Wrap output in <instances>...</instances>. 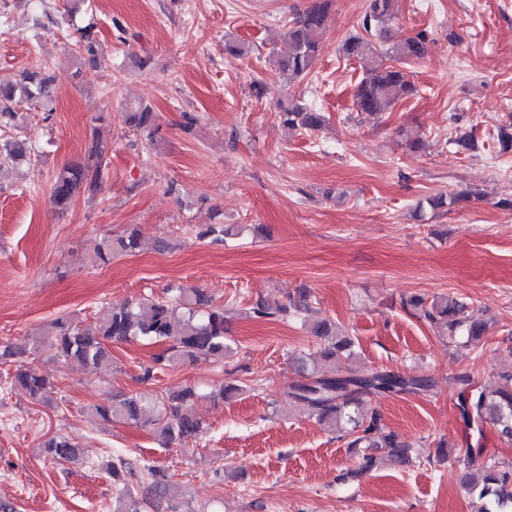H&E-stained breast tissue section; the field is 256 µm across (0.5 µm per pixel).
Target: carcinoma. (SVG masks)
<instances>
[{"label":"carcinoma","instance_id":"1","mask_svg":"<svg viewBox=\"0 0 512 512\" xmlns=\"http://www.w3.org/2000/svg\"><path fill=\"white\" fill-rule=\"evenodd\" d=\"M392 0H367L362 26L366 32L383 30L393 18ZM331 0H312L303 12L286 24L283 37L288 51L275 59L279 71L291 79L306 75L321 53L320 36ZM428 51V38L423 32L392 43L385 47L363 36H352L342 44V52L365 68L366 75L357 84L354 106L357 111L378 116L388 111L398 101L414 95L415 84L409 79L402 64L423 58ZM52 76L45 70L26 69L18 79L0 83V128L21 129V116L15 106L23 101H51ZM282 125L291 132L319 131L324 118L300 100H288L278 104ZM155 114L148 107H139L126 113L125 123L129 128L140 130L154 125ZM456 152L477 149L474 132L458 134L451 140ZM30 149L21 135L0 140V172L4 167L17 166L28 160ZM107 148L99 138L89 139L82 163L67 164L60 168L54 178L52 200L59 207L68 206L77 193L95 195L103 180L109 175ZM481 192L467 191L453 197L440 195L430 200L434 209H441L466 201ZM141 244L139 230L127 228L116 236H103L94 245L95 258L103 264L112 259L136 252ZM175 295L167 301L147 304L124 303L107 307L96 321L81 328L66 317H58L32 336V346H49L57 359L65 364L74 363L83 367H98L111 359L107 342H123L141 339L159 344L162 349L152 356L151 362L141 367L140 379L148 381L161 367L190 363L199 358L224 360L232 347L225 341L224 307L213 303L211 296L197 288H176ZM310 295L299 292V299L282 305L259 299L252 304L251 312L258 318L276 317L288 319L291 313L308 307ZM419 316L430 322L441 321L448 334L461 331L467 341L477 345L487 331L486 323L471 319L466 307L449 296L428 300L414 295L404 303ZM311 333L320 340V349L311 357L312 368L305 382L293 387L288 398L307 404L317 420L329 427L345 422L343 438L350 448H383L388 454L403 458L408 456L410 445L399 440L398 435L387 431L381 415L351 414L358 409L367 394L421 393L431 389L432 382L424 376L394 372H376L369 376L355 373L350 361L353 356L352 338L343 333L335 322L328 318L315 321ZM25 349L9 343H0V367L17 362ZM10 388L21 390L33 400L44 397L47 378L32 365H19L10 377ZM198 398L193 387L169 390L152 402L141 395L122 394L112 397L107 404L90 409L93 417L105 423L121 420L129 425H153L161 440L167 444L176 440L197 437L202 422L187 413L185 406ZM464 415L476 422H490L500 435L512 440V370L499 374V386L493 394L475 391L462 400ZM43 448L55 462H73L81 449L73 439L52 436ZM105 470L112 479L117 494L122 497L113 512H147L150 502L148 494L168 497L171 512H182V504L175 483L161 469L143 468L148 480L147 492L136 497L130 480L135 477L134 468L122 458L110 460ZM468 491L482 502L490 497L497 503L512 504V467L469 462L462 476Z\"/></svg>","mask_w":512,"mask_h":512}]
</instances>
